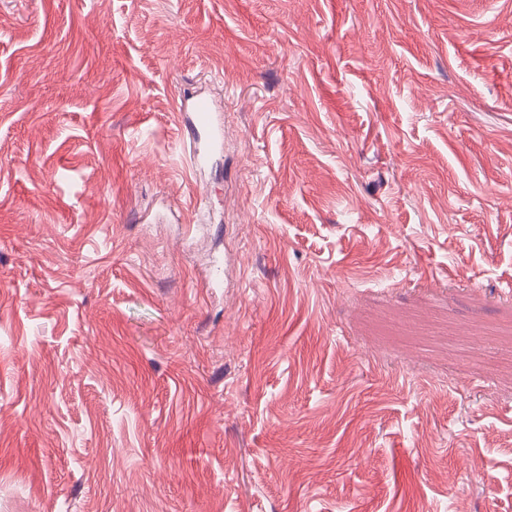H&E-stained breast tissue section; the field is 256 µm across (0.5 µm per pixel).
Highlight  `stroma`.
Instances as JSON below:
<instances>
[{"label": "stroma", "mask_w": 512, "mask_h": 512, "mask_svg": "<svg viewBox=\"0 0 512 512\" xmlns=\"http://www.w3.org/2000/svg\"><path fill=\"white\" fill-rule=\"evenodd\" d=\"M0 512H512V0H0ZM179 112H192L186 132L192 150L193 163L201 166L219 140V128L213 117V106L208 98L196 95L182 100Z\"/></svg>", "instance_id": "stroma-1"}]
</instances>
